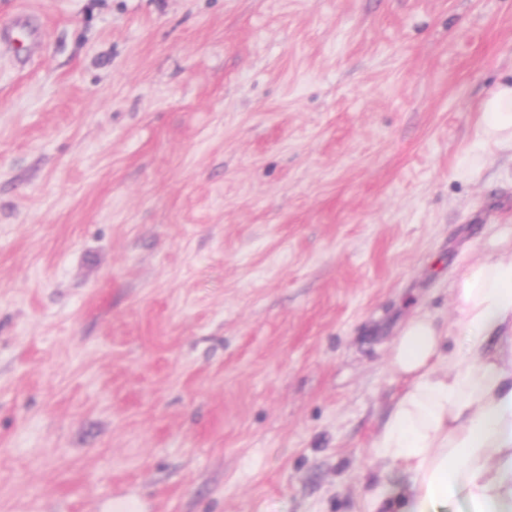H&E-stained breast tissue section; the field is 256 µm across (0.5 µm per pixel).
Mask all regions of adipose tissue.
<instances>
[{"label": "adipose tissue", "mask_w": 512, "mask_h": 512, "mask_svg": "<svg viewBox=\"0 0 512 512\" xmlns=\"http://www.w3.org/2000/svg\"><path fill=\"white\" fill-rule=\"evenodd\" d=\"M475 149L457 173L477 170L486 150L512 151V82L481 105ZM463 303L454 349L427 316L397 336L390 365L404 389L375 445L370 512H512V259L487 256L455 283Z\"/></svg>", "instance_id": "adipose-tissue-1"}]
</instances>
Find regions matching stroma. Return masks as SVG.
Listing matches in <instances>:
<instances>
[{
    "label": "stroma",
    "mask_w": 512,
    "mask_h": 512,
    "mask_svg": "<svg viewBox=\"0 0 512 512\" xmlns=\"http://www.w3.org/2000/svg\"><path fill=\"white\" fill-rule=\"evenodd\" d=\"M0 512H368L415 312L506 239L512 0H0ZM480 111L476 147L460 159L457 167L460 177H467L477 170L488 149L512 152V82H502L491 88L481 102Z\"/></svg>",
    "instance_id": "obj_1"
}]
</instances>
